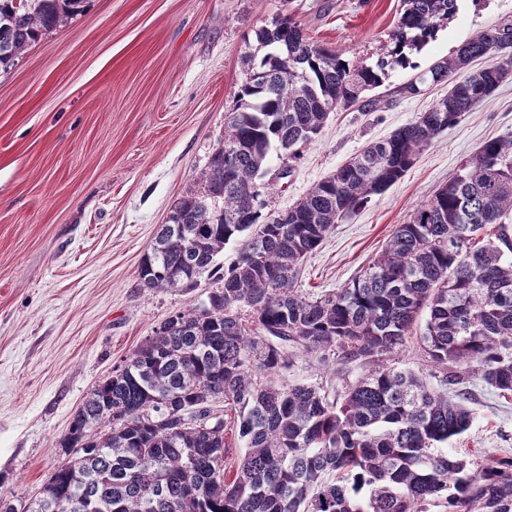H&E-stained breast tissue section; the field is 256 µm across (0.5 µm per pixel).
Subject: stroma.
<instances>
[{"label":"stroma","instance_id":"obj_1","mask_svg":"<svg viewBox=\"0 0 512 512\" xmlns=\"http://www.w3.org/2000/svg\"><path fill=\"white\" fill-rule=\"evenodd\" d=\"M412 61L419 69L477 32L512 22V0H457ZM400 0H87L83 12L0 71V493L26 509L60 461L58 442L86 396L161 322L205 299L140 287L137 268L173 205L201 187L224 118L249 73L255 32L290 11L311 42L366 65L383 53ZM407 69L369 91L374 111L331 113L287 178L261 191L292 207L371 142L447 93L408 96ZM512 134V79L465 113L404 177L345 216L304 262L297 288L349 283L395 225L487 140ZM365 364L299 356L291 377L336 395ZM471 428L451 441L484 464L512 457V397L469 385Z\"/></svg>","mask_w":512,"mask_h":512}]
</instances>
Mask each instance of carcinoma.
Returning a JSON list of instances; mask_svg holds the SVG:
<instances>
[{"instance_id": "obj_1", "label": "carcinoma", "mask_w": 512, "mask_h": 512, "mask_svg": "<svg viewBox=\"0 0 512 512\" xmlns=\"http://www.w3.org/2000/svg\"><path fill=\"white\" fill-rule=\"evenodd\" d=\"M85 2L0 0V67ZM456 11L457 0H401L373 66L310 42L288 15L255 31L224 144L137 269L143 288L191 291L206 273L217 287L97 384L60 442L65 459L26 512H512L511 457L476 466L446 449L473 422L467 399L449 393L476 379L512 395V226L503 221L512 213V135L480 147L351 283L316 297L294 288L335 224L512 77V55L469 70L489 41L512 39V24L482 30L409 80L405 94L442 83L448 93L288 210L265 214L256 200L271 152L296 157L338 108L372 111L364 93L412 66ZM236 240V260L220 268L224 245ZM424 313L437 386L380 363L402 350ZM300 353L374 368L332 401L316 384L281 381ZM217 399L237 417L243 448L232 478Z\"/></svg>"}]
</instances>
